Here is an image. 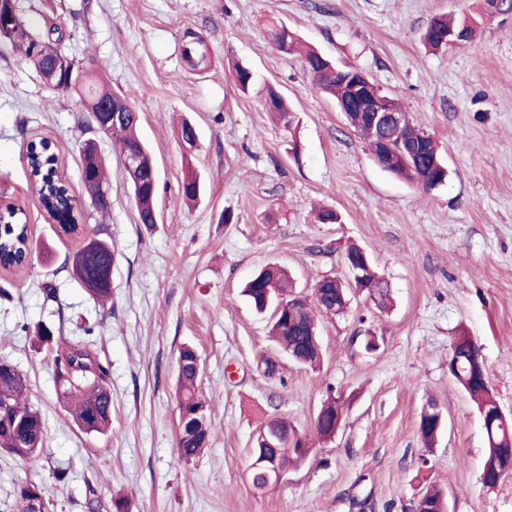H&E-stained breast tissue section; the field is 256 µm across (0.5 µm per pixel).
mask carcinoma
<instances>
[{
	"label": "carcinoma",
	"mask_w": 512,
	"mask_h": 512,
	"mask_svg": "<svg viewBox=\"0 0 512 512\" xmlns=\"http://www.w3.org/2000/svg\"><path fill=\"white\" fill-rule=\"evenodd\" d=\"M471 24L458 21L451 14L435 17L424 34L425 42L433 48H442L444 44L434 37L435 32L450 28H469ZM53 29L44 34L31 31V24L24 18L14 26L5 47L18 50L27 62L33 65L37 73H42L48 61L33 53L34 40L53 41ZM182 57L188 68L203 71L210 65V54L204 38L195 33L189 34ZM306 72L315 81L318 88L334 99L343 98L345 87L341 74L334 72L323 61L317 50L310 49L301 55ZM61 92L74 94L86 105H91L98 98L112 94V90L97 79L94 68L84 72L80 81L66 84ZM140 115L128 117L127 122L108 131L114 142L124 149L128 146H141L138 136ZM426 136V132L409 123L403 132L393 129L383 132L389 149L382 157V166L391 174L417 181L420 171L405 160L398 152L400 138L416 141ZM27 149L34 151L39 159L30 166V175L39 186L41 200L50 205V211L67 219L70 211V188L57 176H52L55 165L54 153L50 144L41 140L31 142ZM153 159L148 150L142 152V166L139 178L145 181L144 190L133 191L138 221L141 224H154L158 218L155 208L157 188L151 185L150 167ZM81 178L90 200L100 197L110 190L102 157H96L94 163L81 162ZM83 231V243L72 254L71 265L75 279L85 288L90 296L104 303L112 295L111 273L114 261L112 237L104 236V229L99 224L79 228L76 222L57 225L56 232L71 235ZM33 246L28 235L27 222L21 218L19 211L5 212L4 221L0 223V256L5 264L27 265L32 258ZM286 272L274 265L262 268L243 290L253 309L263 312L268 301H279L297 307V313L287 318L272 316L270 334L281 348L295 362L311 368L320 364L322 346L319 336L318 316H340L346 311L349 302L347 287L335 279L321 278L313 289L314 304L300 298L288 290ZM361 288L368 290L382 306L389 299L387 284L370 269H365ZM453 355L448 361V370L453 380L467 394L477 413L492 415L498 411L499 404L492 391L486 388L477 374L474 365L476 352L480 351L477 342L466 334H460L453 340ZM194 350L185 348L180 351L177 373L176 392L179 413L193 414L198 409L208 406L197 392L199 376L193 363ZM55 378L63 391V397L69 403L70 411L78 427L86 433H104L112 421V392L107 383L108 369L84 344H69L56 348L53 357ZM29 383L27 377L9 361H0V448L8 451L32 466L39 464L43 445L44 421L41 414L32 407L28 400ZM419 432L428 446L436 436L433 422L428 411H423L419 420ZM294 426L285 419L270 423L266 433L274 435L272 443L265 445L260 452L265 454L281 470L298 468L305 464L309 451L306 438L297 433L285 435V431ZM210 437V429L195 428L186 430L178 438V451L181 458L191 460L205 447ZM512 445V419L495 422L492 434L486 439L483 469L491 476V481H482L486 488H494L509 475L505 471L506 448ZM428 507L422 512H441L443 500L447 499L443 489L431 486L423 493Z\"/></svg>",
	"instance_id": "cac0c4a2"
}]
</instances>
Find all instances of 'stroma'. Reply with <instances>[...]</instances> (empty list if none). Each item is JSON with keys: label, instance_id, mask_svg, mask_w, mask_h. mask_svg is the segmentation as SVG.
<instances>
[{"label": "stroma", "instance_id": "1", "mask_svg": "<svg viewBox=\"0 0 512 512\" xmlns=\"http://www.w3.org/2000/svg\"><path fill=\"white\" fill-rule=\"evenodd\" d=\"M38 28L58 26L62 49L94 60L100 77L141 115L140 137L158 175V223H139L118 147L96 135L78 97L51 90L20 53L0 52V198L23 209L39 247L31 265L0 269V358L29 379L42 414L39 466L0 450V512H19L26 483L45 489L48 512H413L435 484L450 512H512V476L484 487L485 436L468 396L448 376L450 343L467 333L481 348L493 394L512 415V13L486 0H18ZM454 13L477 21L472 41L434 49L422 35ZM286 26L337 64L365 72L430 134L448 168L430 191L378 166L320 92L298 56L271 44ZM211 50L203 72L186 68V30ZM254 82L240 90L235 64ZM276 89L290 126L266 107ZM198 144L184 149L181 121ZM96 138L111 207L99 215L81 183L79 148ZM48 139L57 172L77 202L78 224L112 238V296L95 302L72 275L78 241L59 238L29 174V142ZM200 197L183 198L188 173ZM321 209L338 220L322 224ZM232 223H225V213ZM363 248L391 295L367 291L345 314L322 318L323 360L294 362L270 338L269 314L241 294L262 267L287 270L311 296L324 276L345 277V251ZM58 343H84L108 368L112 424L80 430L66 408L53 356L34 343L37 325ZM377 351H365V334ZM193 347L204 373L211 429L191 461L178 448L177 361ZM274 362L275 372L265 370ZM343 396L342 425L321 441L314 419ZM437 407L447 425L433 447L418 434ZM285 418L313 448L306 464L265 491L249 479L260 426ZM64 471L56 479V471Z\"/></svg>", "mask_w": 512, "mask_h": 512}]
</instances>
